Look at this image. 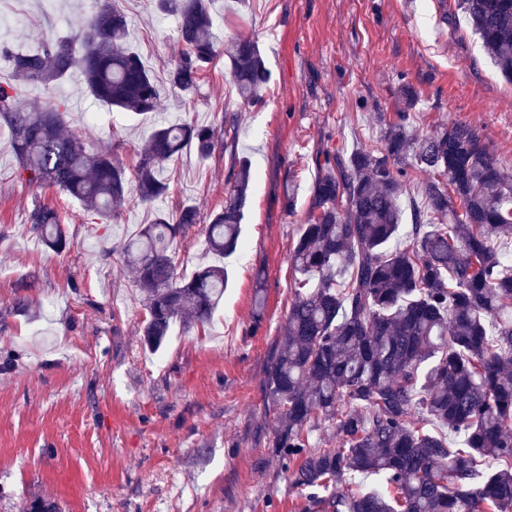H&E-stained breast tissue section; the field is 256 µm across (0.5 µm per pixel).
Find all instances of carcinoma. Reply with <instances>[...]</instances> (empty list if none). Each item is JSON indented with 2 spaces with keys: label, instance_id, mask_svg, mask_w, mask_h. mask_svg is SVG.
<instances>
[{
  "label": "carcinoma",
  "instance_id": "1",
  "mask_svg": "<svg viewBox=\"0 0 512 512\" xmlns=\"http://www.w3.org/2000/svg\"><path fill=\"white\" fill-rule=\"evenodd\" d=\"M211 0H155L177 20L181 52L169 84L189 99L221 55L245 102L258 100L268 72L259 46L237 36L219 48ZM500 73L512 79V0H456ZM14 81L0 83V125L11 132L17 175L55 187L110 221L136 194L149 207L167 191L159 168L186 146L202 158L215 130L189 122L161 126L145 141L135 179L108 152L66 130L67 111L33 112L15 82L47 85L78 68L89 90L117 111L145 115L163 91L128 44V22L105 4L73 36L35 53L0 47ZM381 146L327 158L313 188L310 223L289 260L294 298L266 371L275 411L274 447L293 465L291 485L306 512H512V172L478 132L454 123L412 135L386 124ZM430 172L424 211L414 212L408 244L398 245L400 198L411 165ZM251 166L239 163L224 206L203 225L208 250L241 247ZM201 223L194 205L158 212L120 245L144 310L142 345L159 350L175 325L204 329L224 296V266L178 269L177 247ZM32 232L61 251L59 212L29 213ZM329 425L338 448H318L312 432ZM375 476L378 487L349 481Z\"/></svg>",
  "mask_w": 512,
  "mask_h": 512
}]
</instances>
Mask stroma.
I'll use <instances>...</instances> for the list:
<instances>
[{
  "label": "stroma",
  "mask_w": 512,
  "mask_h": 512,
  "mask_svg": "<svg viewBox=\"0 0 512 512\" xmlns=\"http://www.w3.org/2000/svg\"><path fill=\"white\" fill-rule=\"evenodd\" d=\"M103 0H0V45L33 52L72 32ZM129 45L158 84L179 52L176 21L152 0H116ZM218 42L257 41L269 78L245 104L218 58L189 101L116 112L79 70L52 87H18L21 102L67 103L69 130L134 167L159 122L215 128L208 158L187 147L164 165L169 192L129 200L95 224L79 201L18 180L11 133L0 126V512L34 498L62 512H304L274 447L265 375L293 299L289 252L310 212L327 155L377 144L380 121L417 134L471 125L512 171V81L501 75L454 0H213ZM419 94L409 110L403 84ZM251 164L245 246L224 261L229 281L206 330L174 328L146 353L137 290L119 244L155 211L183 204L209 215L230 173ZM58 210L63 252L30 231L35 205Z\"/></svg>",
  "instance_id": "obj_1"
}]
</instances>
